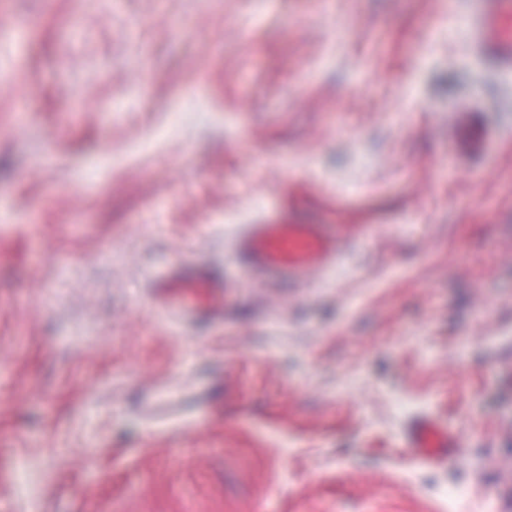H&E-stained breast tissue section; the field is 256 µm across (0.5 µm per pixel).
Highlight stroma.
<instances>
[{
    "instance_id": "35a3bbf8",
    "label": "stroma",
    "mask_w": 512,
    "mask_h": 512,
    "mask_svg": "<svg viewBox=\"0 0 512 512\" xmlns=\"http://www.w3.org/2000/svg\"><path fill=\"white\" fill-rule=\"evenodd\" d=\"M470 9L0 0V512H512V71ZM268 223L358 233L273 304L235 254ZM180 264L223 316L166 307ZM452 112H455V152L463 155L483 153L491 140V133L473 121L468 104H460ZM156 281L160 288H168V297L173 301H178L179 288H201L205 291L207 302L204 306L179 305V312L183 315L195 309H203L215 316L220 315L224 312L226 288H232L224 279L215 278L194 265H183L165 271L156 278ZM410 448H417L420 457L425 460H433L440 456H450V448H456L460 439L459 433L432 419L418 421L407 437Z\"/></svg>"
}]
</instances>
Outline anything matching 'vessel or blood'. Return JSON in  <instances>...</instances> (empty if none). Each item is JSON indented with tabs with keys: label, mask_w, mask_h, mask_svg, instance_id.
I'll return each mask as SVG.
<instances>
[{
	"label": "vessel or blood",
	"mask_w": 512,
	"mask_h": 512,
	"mask_svg": "<svg viewBox=\"0 0 512 512\" xmlns=\"http://www.w3.org/2000/svg\"><path fill=\"white\" fill-rule=\"evenodd\" d=\"M512 17V0H473L472 39L478 50L501 69L512 70V29L505 19ZM455 152L469 155L485 151L491 134L477 125L468 104L454 109ZM350 224H251L236 241L237 257L253 279L273 285L281 279L308 281L318 278L336 261L344 245L356 235ZM159 287L177 298L179 289H203L205 311L220 315L224 311L227 281L211 276L194 265L165 271L157 278ZM459 433L432 419L418 421L408 434L411 447L422 459L433 460L457 447Z\"/></svg>",
	"instance_id": "obj_1"
}]
</instances>
